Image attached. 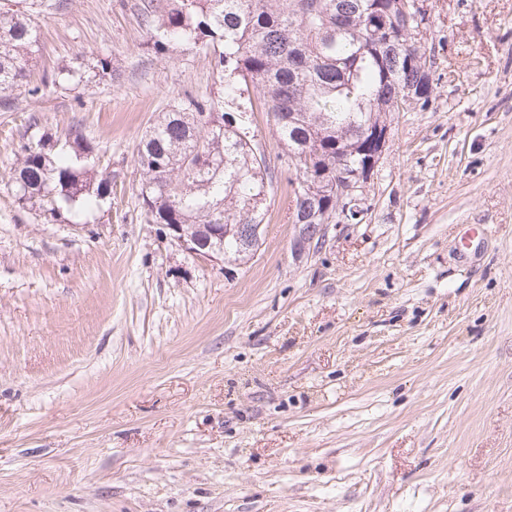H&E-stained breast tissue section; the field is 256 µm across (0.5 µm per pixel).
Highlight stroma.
Instances as JSON below:
<instances>
[{
    "instance_id": "1",
    "label": "stroma",
    "mask_w": 512,
    "mask_h": 512,
    "mask_svg": "<svg viewBox=\"0 0 512 512\" xmlns=\"http://www.w3.org/2000/svg\"><path fill=\"white\" fill-rule=\"evenodd\" d=\"M140 2L36 0L42 90L0 111V512H512V0H426L429 103L392 117L361 223L299 257L259 93L224 98L213 51L147 52ZM188 93L266 160L231 280L138 198V139ZM33 117L99 144L111 199L17 202Z\"/></svg>"
}]
</instances>
